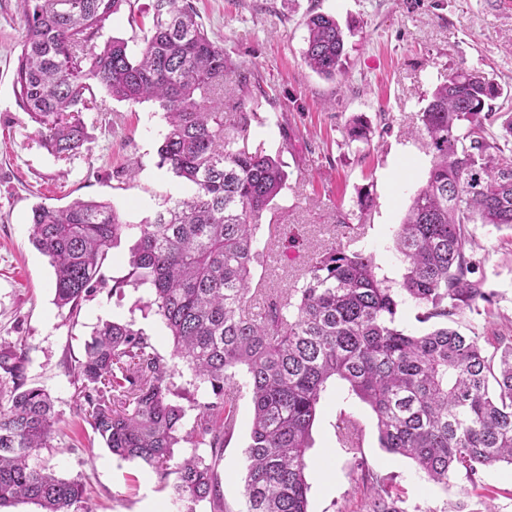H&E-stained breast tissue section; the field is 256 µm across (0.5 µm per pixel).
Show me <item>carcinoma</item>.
Masks as SVG:
<instances>
[{"mask_svg": "<svg viewBox=\"0 0 512 512\" xmlns=\"http://www.w3.org/2000/svg\"><path fill=\"white\" fill-rule=\"evenodd\" d=\"M129 2L18 0L24 28L14 74L18 106L59 158L84 147L81 114L96 108L94 88L131 104L155 101L167 123L160 165L195 187L142 224L124 222L108 202L32 208L30 239L54 268L59 309L76 317L101 285L114 243L134 234L121 283L146 291L143 310L161 318L173 341L163 356L143 331L112 320L85 342L74 385L83 421L105 448L151 468L180 512L202 502L230 512L215 467L235 431L243 368L252 424L242 512H309L306 453L336 379L375 413L381 447L435 484L512 465V336L490 351L477 327L466 334L448 326L490 302L485 278H472L482 258L468 225L512 231V147L491 131L501 118L492 104L498 84L458 67L431 93L417 131L431 167L395 231L405 264L399 287L378 277L372 255L332 245L309 259L300 287L253 307L259 221L288 175L279 156L249 146L257 118L246 109L249 72L209 39L188 0H153L139 52L119 38L96 48L105 23ZM305 27L304 63L325 78L342 74L338 21L315 13ZM230 74L237 95L226 100ZM369 133L358 116L346 127L351 142ZM406 302L431 330L399 327ZM26 364L21 347L0 343V507L90 512L85 483L41 463L42 450L55 448L59 417L50 394L27 384ZM183 366L193 390L211 389L212 400L198 401L179 383ZM184 399L196 410L189 427ZM184 444L191 452L175 457Z\"/></svg>", "mask_w": 512, "mask_h": 512, "instance_id": "cac0c4a2", "label": "carcinoma"}]
</instances>
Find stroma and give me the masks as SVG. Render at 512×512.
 <instances>
[{
  "instance_id": "35a3bbf8",
  "label": "stroma",
  "mask_w": 512,
  "mask_h": 512,
  "mask_svg": "<svg viewBox=\"0 0 512 512\" xmlns=\"http://www.w3.org/2000/svg\"><path fill=\"white\" fill-rule=\"evenodd\" d=\"M209 37L232 63L248 70L261 92L248 100L258 121L249 144L280 154L288 186L260 228L263 254L252 267V285L265 293L298 286L313 252L331 245L371 254L379 278L398 286L404 265L394 231L427 178L432 156L410 132L434 87L451 68L465 66L494 79L503 94L496 111L512 113V0H191ZM152 0H131L106 24L104 38L142 47L151 27ZM335 17L350 28L348 62L327 79L302 59L309 13ZM23 19L15 0H0V339L18 344L28 362L29 383L55 402L65 446L44 459L63 478H82L92 512H176L159 476L104 448L82 422L71 368L85 340L107 320L132 323L169 355L172 339L160 318L144 316V290L114 291L128 272L132 238L125 237L103 263L100 290L68 318L54 303V270L31 243L33 206H63L80 198L111 202L123 221L152 219L163 200L193 188L159 164L166 131L151 102L131 105L95 88L97 108L83 113L88 148L68 158L47 151L16 103L14 71L21 52ZM371 127L366 143H348L354 116ZM135 167V178L122 170ZM372 206L361 213L358 198ZM470 230L486 257L485 287L491 302L462 314L460 331L512 336V232L482 224ZM304 246L287 250L289 235ZM356 419L360 446L342 441V417ZM252 406L237 402V429L224 449L218 475L224 500L240 512L250 441ZM309 512H369L379 484H386L399 512H512V466L485 468L476 480L457 475L448 485L429 481L407 459L381 448L372 409L345 382L329 384L312 429Z\"/></svg>"
}]
</instances>
